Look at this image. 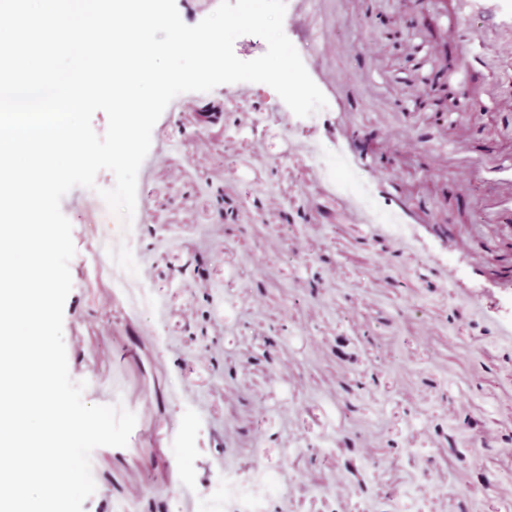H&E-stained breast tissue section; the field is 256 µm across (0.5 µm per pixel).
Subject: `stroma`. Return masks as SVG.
Segmentation results:
<instances>
[{"mask_svg":"<svg viewBox=\"0 0 512 512\" xmlns=\"http://www.w3.org/2000/svg\"><path fill=\"white\" fill-rule=\"evenodd\" d=\"M511 17L512 0H288L326 108L297 117L262 83L183 93L130 229L65 195L69 374L137 418L93 451L84 512H201L227 472L274 474L269 512H512V233L473 174L512 153V55L451 86L449 114L406 84L415 46L469 69L449 20Z\"/></svg>","mask_w":512,"mask_h":512,"instance_id":"35a3bbf8","label":"stroma"}]
</instances>
